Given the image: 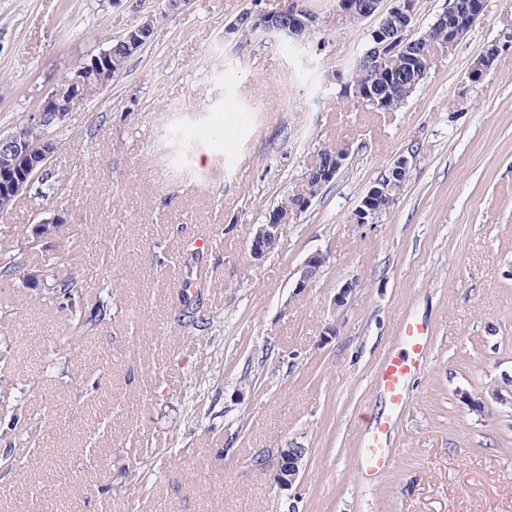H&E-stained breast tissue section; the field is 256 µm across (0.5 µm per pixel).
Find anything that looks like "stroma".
<instances>
[{"label":"stroma","instance_id":"1","mask_svg":"<svg viewBox=\"0 0 512 512\" xmlns=\"http://www.w3.org/2000/svg\"><path fill=\"white\" fill-rule=\"evenodd\" d=\"M293 1L320 19L302 39L228 30ZM146 17L153 41L55 130L56 195L0 216L20 246L62 215L84 281L112 285L85 296L83 314L106 317L57 359L75 333L42 299L59 241L0 279V400L24 402L41 447L0 467V512H512V404L492 396L512 391V48L468 79L512 32V0H486L394 112L334 98L375 24L337 16L336 0H0V129ZM327 145L350 150L339 175L252 263V225L301 192ZM403 154L396 204L352 223ZM317 251L321 276L297 291ZM186 294L212 328L184 326ZM406 318L427 326L429 362L394 419L392 468L370 475L358 441L387 414L374 374ZM269 448L306 449L293 489L249 469ZM165 452L134 488L125 467ZM510 43V46H512V36H507V40L502 44V46L499 45V42L495 41L491 45L487 47L485 52L480 56V58L474 63L470 70V80H478L482 78L484 75L487 74L488 70L490 69L492 65V52L493 53H499L501 49L505 46L507 47Z\"/></svg>","mask_w":512,"mask_h":512}]
</instances>
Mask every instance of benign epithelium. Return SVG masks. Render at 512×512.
Returning <instances> with one entry per match:
<instances>
[{
  "label": "benign epithelium",
  "mask_w": 512,
  "mask_h": 512,
  "mask_svg": "<svg viewBox=\"0 0 512 512\" xmlns=\"http://www.w3.org/2000/svg\"><path fill=\"white\" fill-rule=\"evenodd\" d=\"M288 15V25L284 26L270 21L268 12L251 11L254 20L253 28L264 33L281 38L296 36L299 32L310 29L317 24L318 18L310 12L295 6L284 11ZM396 15L404 20H412L414 16V0H393V6L387 15ZM439 20L448 22V40L443 47L452 48L457 42L458 32L462 22L457 20L455 4L448 6L439 15ZM376 33L375 47L369 55L378 61L391 58L395 48L385 37ZM512 44V36H507V42H494L474 63L470 70V78L478 80L487 74L492 65L493 55L500 52L502 47ZM115 71L107 60V54L102 53L75 65L68 76L54 86L52 91L42 99L39 107L28 114L25 121L4 133L0 131V160L12 161L13 166L0 169V193L17 197L31 190L36 177L43 174L50 165L51 159L58 150V143L52 137L51 130L62 125L70 115V102L76 97H82L99 91L105 87ZM350 154L349 149H343L336 155V163L321 169L310 167L304 173V182H313L317 186H325L336 178ZM410 169V160L406 156L399 157L388 171V174L378 180L360 202L354 213L357 224H374L389 211L395 203L400 188L404 185ZM314 195L303 191L292 196L288 208L282 213L280 223L253 225L249 239V256L254 262L263 261L277 244L282 225L296 219L312 203ZM326 264V255L315 252L307 256L300 268V276L296 284L298 290H303L313 282L316 273ZM278 454L283 463L274 468L271 473L273 483L281 490H290L296 484L303 467L304 450L301 448H280Z\"/></svg>",
  "instance_id": "7a95c632"
}]
</instances>
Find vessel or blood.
<instances>
[{
	"instance_id": "obj_1",
	"label": "vessel or blood",
	"mask_w": 512,
	"mask_h": 512,
	"mask_svg": "<svg viewBox=\"0 0 512 512\" xmlns=\"http://www.w3.org/2000/svg\"><path fill=\"white\" fill-rule=\"evenodd\" d=\"M400 344L404 353H389L375 374V386L385 396L390 408H401L407 400L410 379L421 371L429 355L428 335L422 323L404 322L400 329ZM388 419H379L363 433L359 457L366 472L379 474L391 469L394 453L388 445Z\"/></svg>"
}]
</instances>
